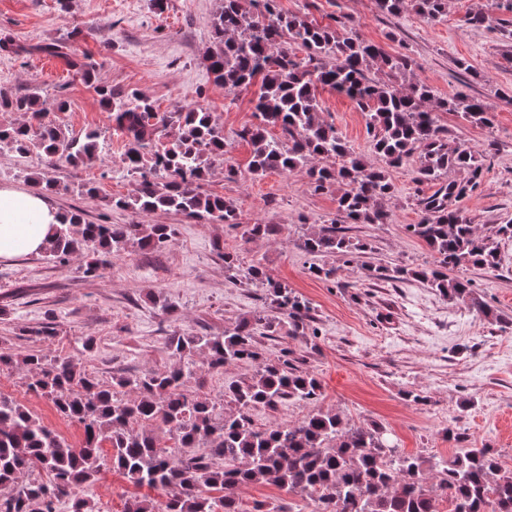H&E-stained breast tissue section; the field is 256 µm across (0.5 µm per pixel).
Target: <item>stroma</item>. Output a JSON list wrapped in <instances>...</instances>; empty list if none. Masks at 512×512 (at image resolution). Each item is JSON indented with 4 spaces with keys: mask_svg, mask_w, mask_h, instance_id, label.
Returning <instances> with one entry per match:
<instances>
[{
    "mask_svg": "<svg viewBox=\"0 0 512 512\" xmlns=\"http://www.w3.org/2000/svg\"><path fill=\"white\" fill-rule=\"evenodd\" d=\"M221 0H0V37L24 46L23 54L0 52V87L37 94L51 102L64 99L59 120L76 135L99 130L105 139L100 156L57 171L59 190L49 197L62 211L82 210L96 224H170L175 234L161 250H134L114 257L102 275L81 273V258L66 262L44 254L0 259V348L69 356L82 338L96 340L85 365L102 381L122 374L162 371L174 363L164 346L167 336L193 333L223 335L226 326L265 308V291L231 282L224 256L250 264L261 262L276 281L305 298L312 319L298 340L259 337L265 356L289 354L322 384L317 404L288 402L275 410L255 411L260 426L295 422L319 407L351 423L376 421L387 429L400 451L436 459L458 447L493 449L512 468V240L500 244L498 269H467L475 292L503 316L492 324L469 308L416 281L368 279L358 263L334 256L313 257L298 247L300 238L336 218L335 194L314 193L306 169L253 177L251 148L239 137L256 123L252 95L230 93L209 72L203 55L213 42L210 20ZM285 14L334 24L339 37L351 30L380 44L393 56H410L415 65L406 82L422 81L440 95L457 90L481 98L495 114L492 127L473 126L456 113L438 115L449 136L480 149L495 141L485 157L481 186L459 203L479 228L512 218V0H448L438 21L421 19L413 10L397 16L378 12L374 0H278ZM487 12L501 27L474 29L468 13ZM58 45L51 56L44 45ZM465 69H458V62ZM95 63L101 83L138 91L159 113L188 106L213 112L224 129L228 156L238 172L227 177L216 165L206 177V192L234 200L239 226L185 219L158 210L142 214L112 207L117 198L132 199L137 175L123 164L126 137L112 128L108 112L82 66ZM322 118L332 123L357 154L375 161L366 116L346 96L325 88L318 94ZM395 191L385 224H349L347 235L369 242L368 259L391 268L425 267L435 258L406 230L418 223L419 198L435 187L418 184L409 168H392ZM97 197L84 195L85 185ZM279 224L275 240L244 237L242 227ZM335 268V281L310 274L311 264ZM199 367L186 387L219 395L225 381L253 374L252 363H235L221 372L206 369V355L194 354ZM0 394L23 404L68 442L79 444V426L60 416L53 405L25 385L22 369L0 371ZM463 435L447 440V429ZM136 489L114 469H106L91 493L101 512H124ZM242 512L256 507L292 504L295 512H314L316 504L271 484L239 491Z\"/></svg>",
    "mask_w": 512,
    "mask_h": 512,
    "instance_id": "1",
    "label": "stroma"
}]
</instances>
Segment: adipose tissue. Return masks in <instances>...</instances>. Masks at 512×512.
Segmentation results:
<instances>
[{"label": "adipose tissue", "instance_id": "adipose-tissue-1", "mask_svg": "<svg viewBox=\"0 0 512 512\" xmlns=\"http://www.w3.org/2000/svg\"><path fill=\"white\" fill-rule=\"evenodd\" d=\"M61 212L39 192L0 185V259L43 252Z\"/></svg>", "mask_w": 512, "mask_h": 512}]
</instances>
